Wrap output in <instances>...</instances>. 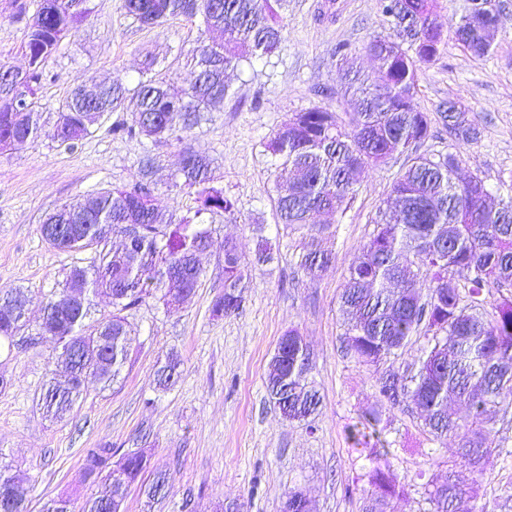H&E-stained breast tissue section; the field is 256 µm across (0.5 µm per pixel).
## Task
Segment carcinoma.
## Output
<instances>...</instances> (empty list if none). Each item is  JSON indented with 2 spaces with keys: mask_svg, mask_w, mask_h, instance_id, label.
<instances>
[{
  "mask_svg": "<svg viewBox=\"0 0 512 512\" xmlns=\"http://www.w3.org/2000/svg\"><path fill=\"white\" fill-rule=\"evenodd\" d=\"M88 0H36L33 13L18 6L26 19L22 51L27 67L0 84V147L20 148L47 135L67 150L90 134L106 112L127 99L136 101L132 123L112 124V134L145 138L154 143L183 140L206 112H219L228 96L227 72L252 57L274 52L282 43L279 9L286 0H124L127 16L144 27L170 18L202 17L206 28L222 35L188 60L185 86H175L158 70L151 55L142 62L141 79L129 88L100 84L93 92L77 86L54 112L44 117L38 90L44 67L59 43L87 19ZM382 15L391 22L386 36H374L366 52L378 62L375 76L347 65L342 79L357 96L351 123L335 110L314 106L294 113L275 132L266 148L275 170L289 173L275 182L276 221L316 231L303 247L300 267L316 277L331 267L335 252L322 246L336 227L311 223L319 212L346 210L363 175L394 155L405 156L391 186L390 204L374 220V230L361 255L348 269L340 297L342 344L357 362L378 366L398 355L416 336L427 342L418 362L377 379L378 404L351 425L353 447L385 448L382 433L391 410L416 406L423 432L440 444L456 441L455 467L445 481L427 485L430 512H494L479 502L477 477L493 470L506 439L496 426L504 404L512 405V194L493 197L485 180L455 178L457 155L421 151L431 138V118L415 104L419 73L433 65L445 45L437 21V0H381ZM482 18L466 6L448 20L456 41L475 58L491 44L480 33ZM448 137L472 142L475 128L463 112L442 113ZM144 182L132 189L112 187L89 194L77 210L62 205L45 216L44 240L54 249L77 253L109 235L130 236L120 250L100 252L85 267L70 270L62 291L45 307L38 339L49 343L68 372L63 387L45 384L42 408L61 420L83 398L89 386L106 388L127 364L132 338L121 312L159 297L174 310L194 293L203 269L200 255L209 246L206 221L218 213L234 222V202L215 186L210 158L184 149L169 187L196 194L191 215L163 218L148 193L154 159L144 149L140 159ZM423 256L416 265L413 257ZM246 256L233 239L224 240V294L212 307L216 317L236 313L247 287ZM105 293L116 313L91 332L84 330L89 306L84 295ZM0 341L27 327V296L18 288H1ZM270 363L266 390L290 423L311 422L322 399L310 378L309 347L290 329ZM180 359L169 354L158 367L156 387L167 390L179 378ZM466 403L460 417L448 400ZM147 463L141 450L112 462V449L88 451L84 476L98 486L81 512H122L129 487ZM374 490L361 512H392L400 490L389 465L376 462L370 474ZM23 472L0 462V512H29L20 490ZM168 477L157 476L144 488L148 499L166 496ZM41 512H74L71 499L48 496Z\"/></svg>",
  "mask_w": 512,
  "mask_h": 512,
  "instance_id": "1",
  "label": "carcinoma"
}]
</instances>
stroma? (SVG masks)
<instances>
[{
    "instance_id": "35a3bbf8",
    "label": "stroma",
    "mask_w": 512,
    "mask_h": 512,
    "mask_svg": "<svg viewBox=\"0 0 512 512\" xmlns=\"http://www.w3.org/2000/svg\"><path fill=\"white\" fill-rule=\"evenodd\" d=\"M502 24L492 49L476 59L448 39L438 60L419 75L416 102L432 119L425 147L460 156L458 179L477 174L491 190L512 182V0H495ZM90 13L75 37L62 42L47 62L38 91L47 112L56 111L71 87L101 81L135 86L145 55L175 82L187 76L186 61L211 43L200 20L182 17L141 28L125 14L124 0H89ZM284 41L275 52L242 62L228 75L230 93L219 112L206 113L189 138L209 155L217 184L236 206V222L214 217L210 245L201 255L203 276L194 295L167 310L149 298L124 316L132 329L129 362L117 383L91 387L71 415L46 419L40 408L49 378L62 366L35 333L47 299L62 289L73 265L92 260L50 247L40 227L46 213L109 187H134L143 152L136 139L112 134L117 121H132L131 104L104 115L71 150L47 137L0 155V288L28 296L30 324L0 352V462L28 478L27 498L39 512L45 496L70 497L82 505L91 492L84 480L89 449L109 447L113 460L143 450L149 463L132 485L123 512H216L235 501L243 512H281L289 490L298 489L312 512H359L372 492L373 461L347 438L349 426L378 400L380 370L359 364L341 346L339 296L349 266L359 256L385 208L393 179L404 163L396 156L362 179L353 203L318 224L336 226V262L321 278L298 266L305 230L276 223L275 175L264 144L291 113L322 105L350 117L341 67L332 49L349 45L357 68L372 74L369 39L388 31L379 0H287L281 11ZM26 23L13 0H0V65L21 69ZM458 100L477 128L471 144L451 140L441 113ZM179 143L153 147L156 174L150 186L159 209L189 215L194 195L171 191ZM239 242L253 257L260 240L273 249L271 263L250 264V286L238 313L213 317L212 302L224 291V240ZM304 336L312 356L311 378L324 402L314 426L284 421L270 401L265 379L280 337L288 329ZM181 360L171 389L155 386V370L168 353ZM383 433L390 471L403 484L395 512H427L426 484L443 480L455 464L452 445L422 432L418 410L394 411ZM166 472L171 491L147 507L141 484Z\"/></svg>"
}]
</instances>
